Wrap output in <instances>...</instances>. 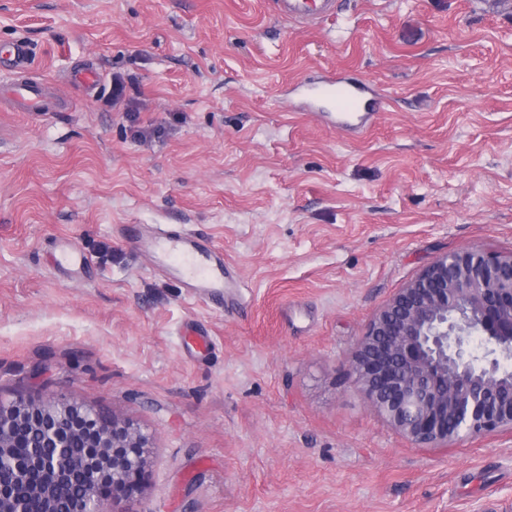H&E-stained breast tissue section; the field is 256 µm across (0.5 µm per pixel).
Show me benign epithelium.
Segmentation results:
<instances>
[{"label":"benign epithelium","instance_id":"7a95c632","mask_svg":"<svg viewBox=\"0 0 512 512\" xmlns=\"http://www.w3.org/2000/svg\"><path fill=\"white\" fill-rule=\"evenodd\" d=\"M350 370L370 405L404 438L446 448L512 432V252L462 248L439 256L396 292L355 344ZM32 423L39 446L90 449L71 512H109L141 494L150 437L88 405L19 397L0 402V454Z\"/></svg>","mask_w":512,"mask_h":512}]
</instances>
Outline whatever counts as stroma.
<instances>
[{
  "label": "stroma",
  "instance_id": "1",
  "mask_svg": "<svg viewBox=\"0 0 512 512\" xmlns=\"http://www.w3.org/2000/svg\"><path fill=\"white\" fill-rule=\"evenodd\" d=\"M19 43L0 85H48L55 109L0 103V400L150 436L111 512H512L511 433L416 447L350 372L437 257L512 252V8L345 0L306 29L263 0H0V48ZM326 70L391 97L367 134L298 109ZM158 224L232 262L223 308L131 242ZM66 246L84 266L52 263Z\"/></svg>",
  "mask_w": 512,
  "mask_h": 512
}]
</instances>
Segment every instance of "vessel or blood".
Here are the masks:
<instances>
[{
	"instance_id": "b4317fda",
	"label": "vessel or blood",
	"mask_w": 512,
	"mask_h": 512,
	"mask_svg": "<svg viewBox=\"0 0 512 512\" xmlns=\"http://www.w3.org/2000/svg\"><path fill=\"white\" fill-rule=\"evenodd\" d=\"M343 6L344 0H268L273 14L309 27L336 17ZM298 87L310 101L321 104L332 122L349 133L366 132L385 109L384 100L372 95L363 78L328 71L304 79ZM11 92L16 111L44 113L53 108L44 86L19 81L12 85ZM140 245L170 275L193 288L199 298L223 302L225 289L234 285L223 253L207 247L193 233L158 228L153 235L142 238Z\"/></svg>"
}]
</instances>
